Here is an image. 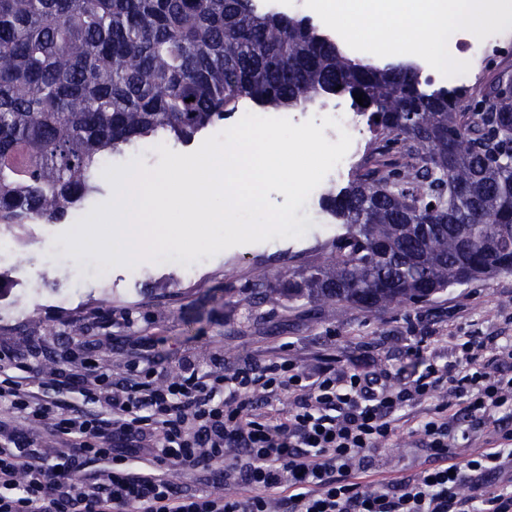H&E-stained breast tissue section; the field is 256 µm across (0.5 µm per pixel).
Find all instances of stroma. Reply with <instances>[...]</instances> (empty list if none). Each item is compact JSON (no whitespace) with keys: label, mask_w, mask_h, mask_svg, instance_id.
Masks as SVG:
<instances>
[{"label":"stroma","mask_w":512,"mask_h":512,"mask_svg":"<svg viewBox=\"0 0 512 512\" xmlns=\"http://www.w3.org/2000/svg\"><path fill=\"white\" fill-rule=\"evenodd\" d=\"M500 75L512 77V30L473 63L467 85L482 91ZM111 196V185L101 182L66 221L12 230L11 250L0 253V345L14 347L36 374L79 368L88 355L116 380L128 363L145 359L172 377L188 361L205 367L220 359L233 369L283 350L309 371L326 355L342 362L365 352L379 367L410 372L407 352L420 337H431L430 350L443 363L451 358L450 337L512 336V275L453 287L428 304L400 309L264 303L258 284L320 261L336 235L315 197L296 212L305 221L302 237L231 247L189 267L117 266L106 281L79 280L80 262L54 258L55 237ZM426 457L418 435L403 433L374 453L373 475L411 473Z\"/></svg>","instance_id":"1"}]
</instances>
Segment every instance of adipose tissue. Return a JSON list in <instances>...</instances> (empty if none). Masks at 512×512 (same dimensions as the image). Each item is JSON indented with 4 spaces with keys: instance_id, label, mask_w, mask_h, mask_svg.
Here are the masks:
<instances>
[{
    "instance_id": "1",
    "label": "adipose tissue",
    "mask_w": 512,
    "mask_h": 512,
    "mask_svg": "<svg viewBox=\"0 0 512 512\" xmlns=\"http://www.w3.org/2000/svg\"><path fill=\"white\" fill-rule=\"evenodd\" d=\"M512 19V0H342L333 17L361 40L386 36L395 59L431 55L439 65L446 39L458 29L480 36L493 22Z\"/></svg>"
}]
</instances>
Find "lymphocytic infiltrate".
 <instances>
[{"label": "lymphocytic infiltrate", "instance_id": "f902f5d3", "mask_svg": "<svg viewBox=\"0 0 512 512\" xmlns=\"http://www.w3.org/2000/svg\"><path fill=\"white\" fill-rule=\"evenodd\" d=\"M451 352L453 362L428 360L396 387L384 373L337 371L332 358L310 373L284 353L230 371L217 360L165 381L149 361L116 381L89 360L84 411L44 394L70 386L66 370L38 380L0 345V512H512V490L485 483L512 464V429L499 420L512 414V336H456ZM282 393L293 400L288 413L260 407ZM19 419L60 451L36 446ZM412 421L426 466L364 480L372 453ZM461 429L493 436L466 454ZM96 461L103 470L84 477ZM177 469L213 475L212 490L179 489Z\"/></svg>", "mask_w": 512, "mask_h": 512}]
</instances>
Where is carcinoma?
<instances>
[{
    "label": "carcinoma",
    "mask_w": 512,
    "mask_h": 512,
    "mask_svg": "<svg viewBox=\"0 0 512 512\" xmlns=\"http://www.w3.org/2000/svg\"><path fill=\"white\" fill-rule=\"evenodd\" d=\"M476 111L413 63L351 57L307 17L254 0H0V228L62 221L101 163L149 137L188 143L244 103L329 95L372 133L365 171L321 197L340 230L325 262L278 274L263 299L366 310L426 304L512 274V88ZM192 102H186L188 98Z\"/></svg>",
    "instance_id": "cac0c4a2"
}]
</instances>
